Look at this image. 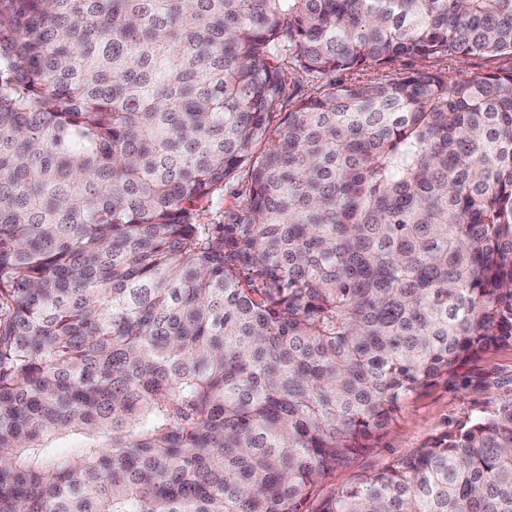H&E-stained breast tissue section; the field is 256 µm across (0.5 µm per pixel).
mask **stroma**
Masks as SVG:
<instances>
[{
    "mask_svg": "<svg viewBox=\"0 0 512 512\" xmlns=\"http://www.w3.org/2000/svg\"><path fill=\"white\" fill-rule=\"evenodd\" d=\"M412 69L434 70L458 79L479 78L496 71H512V55L468 57L465 62L452 59L403 58L384 68H371L369 79L389 82ZM248 175L239 172L203 204L200 220L206 224H233L243 215L248 195ZM512 400V347L489 351L461 366L447 383H439L402 406L395 425L381 447L360 458L352 467L328 475L312 493L320 499L349 484L361 472L383 469L397 458L412 453L464 418L478 414L497 403Z\"/></svg>",
    "mask_w": 512,
    "mask_h": 512,
    "instance_id": "35a3bbf8",
    "label": "stroma"
}]
</instances>
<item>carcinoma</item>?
<instances>
[{
    "instance_id": "obj_1",
    "label": "carcinoma",
    "mask_w": 512,
    "mask_h": 512,
    "mask_svg": "<svg viewBox=\"0 0 512 512\" xmlns=\"http://www.w3.org/2000/svg\"><path fill=\"white\" fill-rule=\"evenodd\" d=\"M505 53L512 0H0V512H512V401L306 509L512 346V71L278 64ZM286 64L283 66L286 76V103H285V112H288L289 109H291L292 103L288 102V95L290 96L289 100L293 95L298 93V95L304 97L308 96H316L323 88L324 85L330 80V79H345L348 78V76L344 73H337L336 75H333L331 77H326L323 75H317V74H309L304 73L296 68L293 67L291 69L292 65L289 63V60L287 59L284 61ZM289 73V75H288ZM248 175L241 170L237 175L224 183V188L218 190L203 204L200 209V221L205 224H234L244 214L248 195Z\"/></svg>"
}]
</instances>
